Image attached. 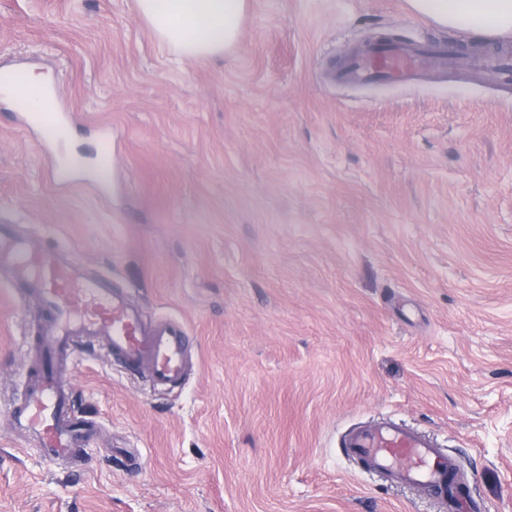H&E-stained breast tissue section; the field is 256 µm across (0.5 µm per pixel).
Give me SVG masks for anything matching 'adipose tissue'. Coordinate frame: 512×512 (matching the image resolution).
Wrapping results in <instances>:
<instances>
[{
    "label": "adipose tissue",
    "mask_w": 512,
    "mask_h": 512,
    "mask_svg": "<svg viewBox=\"0 0 512 512\" xmlns=\"http://www.w3.org/2000/svg\"><path fill=\"white\" fill-rule=\"evenodd\" d=\"M408 10L442 29L467 27L475 36L512 37V0H406ZM155 39L179 57L202 59L235 48L250 0H136Z\"/></svg>",
    "instance_id": "adipose-tissue-1"
}]
</instances>
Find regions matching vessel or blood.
Masks as SVG:
<instances>
[{
    "label": "vessel or blood",
    "mask_w": 512,
    "mask_h": 512,
    "mask_svg": "<svg viewBox=\"0 0 512 512\" xmlns=\"http://www.w3.org/2000/svg\"><path fill=\"white\" fill-rule=\"evenodd\" d=\"M427 58L428 50L421 46L376 43L351 52L339 77L359 84L408 83L419 76ZM471 62L494 71L502 88L512 87V47L486 50ZM31 119L51 137L66 134V114L38 112ZM4 268L38 295L49 313L40 329V359L13 412L15 427L36 441L46 461L73 462L95 430L92 422L73 416L71 386L59 366L74 337L104 343L126 371L146 373L153 388L170 390L184 384L190 336L181 323L164 320L146 326L123 293L88 276L65 255L36 251L27 239L0 227V269ZM339 443L363 470L430 496L439 512H482L477 500L460 493L456 458L423 431L381 418L348 427Z\"/></svg>",
    "instance_id": "obj_1"
}]
</instances>
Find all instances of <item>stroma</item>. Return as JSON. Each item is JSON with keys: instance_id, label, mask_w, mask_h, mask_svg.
<instances>
[{"instance_id": "stroma-1", "label": "stroma", "mask_w": 512, "mask_h": 512, "mask_svg": "<svg viewBox=\"0 0 512 512\" xmlns=\"http://www.w3.org/2000/svg\"><path fill=\"white\" fill-rule=\"evenodd\" d=\"M385 37L475 44L405 0H251L236 49L187 60L135 0H0V71L69 115L56 142L0 87V225L191 336L174 390L76 341L60 365L98 430L47 463L12 426L44 315L0 270V512H436L345 457L378 417L512 512V94L463 64L336 82Z\"/></svg>"}]
</instances>
